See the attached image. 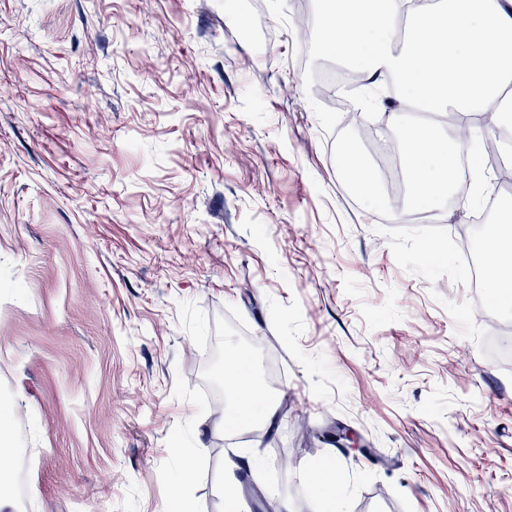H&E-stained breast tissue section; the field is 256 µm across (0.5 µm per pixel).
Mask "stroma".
<instances>
[{"instance_id":"obj_1","label":"stroma","mask_w":512,"mask_h":512,"mask_svg":"<svg viewBox=\"0 0 512 512\" xmlns=\"http://www.w3.org/2000/svg\"><path fill=\"white\" fill-rule=\"evenodd\" d=\"M259 2L0 0V440L26 452L22 512H224L244 455L263 466L240 512H314L301 472L331 455L347 512H512V310L474 302L455 260L512 191L386 223L342 138L417 114L320 101L293 0ZM216 337L259 382L280 346L275 430L209 407ZM342 165L355 186L372 200L376 193L373 173L366 167L361 156L353 150L346 149L341 157Z\"/></svg>"}]
</instances>
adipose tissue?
I'll use <instances>...</instances> for the list:
<instances>
[{"instance_id": "1", "label": "adipose tissue", "mask_w": 512, "mask_h": 512, "mask_svg": "<svg viewBox=\"0 0 512 512\" xmlns=\"http://www.w3.org/2000/svg\"><path fill=\"white\" fill-rule=\"evenodd\" d=\"M322 51L341 59L367 80L393 76L412 111L430 114L399 146L407 191L392 208L394 222L418 209H440L453 193L460 151L479 157V137L461 143L441 132L434 117L475 115L485 126L512 124V0H441L411 13L403 0H323ZM490 283L498 305H512V214L486 243ZM228 390L244 400L225 423L272 426L275 406L237 358L225 360ZM324 512H345V493L335 459L308 473Z\"/></svg>"}]
</instances>
